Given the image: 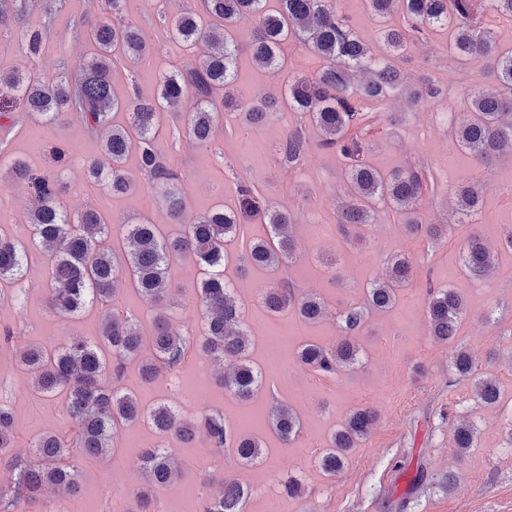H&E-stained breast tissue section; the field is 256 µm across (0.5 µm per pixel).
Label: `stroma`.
<instances>
[{"mask_svg":"<svg viewBox=\"0 0 512 512\" xmlns=\"http://www.w3.org/2000/svg\"><path fill=\"white\" fill-rule=\"evenodd\" d=\"M25 2L24 20L9 11L0 13V74L16 70L51 85L61 74L76 73L88 50L86 30L107 12L106 0ZM193 5L194 0H126L124 16L151 38L153 52L137 65L115 59L112 81L119 94L135 87L141 95H154L162 74L195 62L197 52L186 50L168 34L169 18ZM44 26L50 32L41 52L30 56L21 42L22 31ZM451 43L450 31H429L424 41L411 42L403 63L407 83L430 78L441 85L443 98L414 110L403 98L391 99L384 114L369 118L363 132L370 146L367 160L383 172L418 160L429 167L433 191L426 195L420 213L428 223L447 225V236L439 240L408 236L387 207L377 208L362 242L350 245L336 236V209L347 190L342 157L318 150L320 133L312 127L308 136L315 148L308 164L297 170L279 161L284 132L306 122L301 113L280 107L256 127L225 114L223 129L203 146L189 141L184 120L164 121L157 146L183 178L182 224L219 202L237 208L238 183L245 180L270 205L292 214L300 243L295 262L279 271L253 268L243 276L236 266L225 270L247 304L254 336L252 360L271 380L270 388L260 391L251 404L242 405L216 384L206 397H199L198 366L192 360L147 387L138 383L136 364L127 367L124 384L136 390L144 406L175 404L190 417L204 408L215 410L234 432L259 435L264 442L261 461L250 467L240 465L232 452L214 450L199 440L173 446L171 455L183 481L203 468L216 480L241 477L253 489L246 512H512V251L501 246L505 228L512 226V154L483 169L460 149L451 125L438 119V112L462 110L469 91L490 81V71L481 60L458 57ZM286 54L283 71L255 68L249 56H241L234 96L244 101L265 94L281 96L288 72L309 75L321 65L302 49L290 47ZM0 108L20 117L4 152L6 160L24 158L34 169L66 183L62 199L66 210L76 213L94 206L111 215L117 225L145 220L163 233L180 232L182 224L169 223L147 181H140L135 194L116 199L88 182L85 166L99 157L100 144L84 134L76 114L45 124L23 115L15 100H0ZM62 142L70 144L76 157L65 169L57 168L49 155L50 147ZM476 178L484 180L485 190L471 228L500 248L497 273L483 278L467 276L460 267L461 239L468 227L453 224L451 211L457 187ZM30 205L26 191L13 184L6 161L0 164V232L28 240ZM396 253L411 259L414 277L392 310L370 315L358 337L364 367L323 377L301 366L294 357L297 345L334 343L341 334L335 312L362 302L368 283L384 276L387 259ZM168 274L180 288L168 305L174 326L198 328L195 289L203 277L201 268L178 259L170 263ZM47 276L46 256L33 252L23 278L8 285L0 302V324H17L22 336L21 344L0 345V403L15 416L16 447L22 452L36 436L68 427L62 397L46 401L36 395L28 371L19 362L22 344L52 349L71 336L96 339L102 316L96 306L75 318L53 313L46 301ZM280 276L297 288L315 290L331 317L312 325L288 311L268 314L257 294ZM431 284L455 288L467 298L471 313L457 342L475 351L480 372L497 382L501 397L495 407L475 399L472 378L458 376L451 368L450 346L430 336L425 309ZM280 335L287 336L288 346L281 363L273 366L267 361V339ZM278 400L291 405L302 423L299 437L288 444L266 423L271 405ZM361 406L377 409L378 423L350 452L340 476H324L317 461L331 432L351 409ZM460 418L477 430L474 448L464 453L453 444V424ZM159 442L147 425L118 427L113 456L81 463L75 512H122L129 493L142 482L137 470L141 452ZM290 475L303 481L306 497L284 496L281 482Z\"/></svg>","mask_w":512,"mask_h":512,"instance_id":"35a3bbf8","label":"stroma"}]
</instances>
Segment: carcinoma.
Masks as SVG:
<instances>
[{"mask_svg": "<svg viewBox=\"0 0 512 512\" xmlns=\"http://www.w3.org/2000/svg\"><path fill=\"white\" fill-rule=\"evenodd\" d=\"M109 2L112 17L97 21L87 31L91 52L79 66L78 75L62 76L45 86L19 72L1 74L0 93L23 100L27 114L45 123L55 122L63 113L77 114L84 131L100 141L101 158L87 166L88 181L119 198L137 189L139 173L155 186L175 222L184 210V197L178 171L157 147L163 111L192 95L197 109L188 113L186 129L197 144L209 143L223 126V107L243 109L251 126L265 122L272 116L276 100L257 97L241 105L230 92L243 52L260 69H282L287 45L301 47L322 60L311 75L288 74L281 104L303 113L320 132L319 147L345 161L349 201L337 211L336 231L346 240L372 223L379 205L399 214V223L410 236L435 240L448 234V225L425 224L419 216L432 179L425 165H410L385 176L363 160L367 146L358 129L368 119L366 105L379 112L395 92L409 106L443 97V90L429 78L415 85L404 81L400 62L412 34L448 29L457 56L480 58L488 64L492 82L470 90L466 110L456 121V140L484 167L512 153V50L502 49L494 31L479 26L478 0H367L383 21L379 39L387 49L384 56L375 55L350 27L341 0H278L274 11L267 8L268 0H200L199 9H187L174 19L169 34L189 49L203 44L208 52L200 62L164 76L151 98L137 91L121 97L112 84L113 59L121 56L137 64L150 56L151 44L138 25L122 19V0ZM244 19L254 20V26L242 39L237 36V26ZM219 90L224 91V100L218 104L214 97ZM114 112L127 113L126 121L114 123ZM310 149L305 129L291 130L279 147L281 162L299 167L307 161ZM130 160L135 163V174L128 169ZM10 170L12 179L24 186L30 197L31 236L26 246L0 234V300L5 296L1 285L23 277L32 248L51 262L47 299L53 311L73 317L95 302L106 310L96 341L72 337L53 351L38 346L21 349L20 361L32 374L37 395L46 399L58 393L66 395V414L73 428L34 438L29 444L33 459L19 464L13 453L15 418L0 405V466L10 473V483H0V507L8 509L20 500L35 505L49 487L67 495L78 494L76 460L107 457L112 431L137 422L147 423L163 439L174 436L190 443L202 436L211 448L232 449L245 466L256 461L263 453L262 439L234 433L220 414L204 410L189 421L165 403L146 408L135 393L122 390L119 383L130 362L137 364L139 380L147 386L180 370L188 359L203 358L224 365V373L217 378L224 392L242 403L252 400L264 384V374L249 359L252 335L246 305L238 289L224 277L230 262L225 245L245 236L246 219L257 214L266 224L267 234L250 241L237 262L244 271L251 267L276 270L296 256L292 215L267 204L255 188L243 182L238 189L239 210L226 211L219 206L168 238L161 236L155 224H123L122 250L118 251L110 245L112 221L107 214L89 208L71 216L60 202L66 192L63 183L36 173L21 158L10 161ZM481 197L479 182L463 184L456 191L457 213L475 215ZM173 256L192 257L207 274L196 289L198 334L173 326L163 308L175 289L168 276ZM460 262L467 273L482 277L498 268V252L481 235L470 232L464 237ZM412 277L411 260L403 254L393 255L388 277L367 285L363 302L341 312L345 336L328 346L315 342L300 345L297 362L323 376L359 366L360 347L353 335L366 328L371 313L391 309ZM122 279L155 306L150 331L110 308L115 284ZM428 293L431 335L454 347L452 367L461 376L474 377L475 396L488 406L498 404L496 381L476 375L473 352L455 344L468 316L464 297L454 288L431 286ZM260 301L270 314L289 311L307 324L320 323L327 315L320 295L313 290L300 292L286 279L265 288ZM377 419L372 408L350 410L320 455L322 472L329 477L340 474L349 451L369 435ZM269 422L286 444L301 430L298 415L283 403L272 405ZM453 439L455 448L463 453L474 446L476 431L460 420L454 424ZM138 469L143 483L129 495L126 512H153L155 491L177 484L180 470L171 464L162 444L143 451ZM250 495L251 487L245 481L226 478L206 495L202 512H245Z\"/></svg>", "mask_w": 512, "mask_h": 512, "instance_id": "obj_1", "label": "carcinoma"}]
</instances>
